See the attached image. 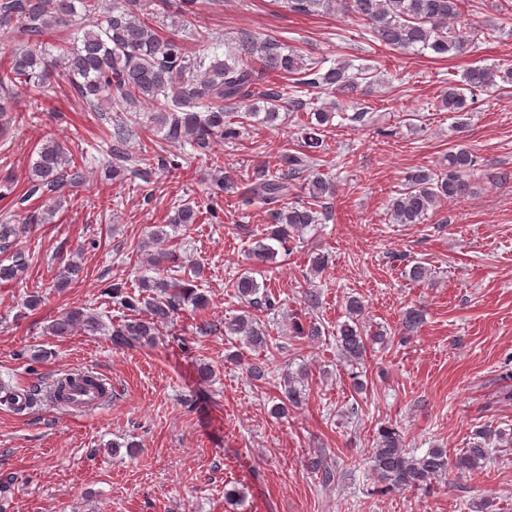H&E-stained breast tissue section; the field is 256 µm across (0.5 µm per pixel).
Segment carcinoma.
<instances>
[{
	"mask_svg": "<svg viewBox=\"0 0 512 512\" xmlns=\"http://www.w3.org/2000/svg\"><path fill=\"white\" fill-rule=\"evenodd\" d=\"M288 4L304 14L338 9L360 22L372 41L388 50L459 56L470 45L467 37L448 27V21L460 13L463 0H288ZM177 28L174 19L168 28L158 25L146 8V0H0V29L17 30L19 41L0 59V127L12 121L13 88L20 85L38 95L45 94L56 60L64 66L72 94L89 111L122 114L135 112L139 104L146 103L152 109L148 130L163 134L168 142L188 144L200 152L216 139L230 142L240 137L246 121L257 116L255 112L241 111L242 103L255 94L266 78L291 81L288 88L274 82L262 92L266 102L262 123L270 126L279 119V110L286 102L294 112L310 108L311 101L290 96V88L334 90L344 100L357 103L372 85L370 74L362 70L351 72L344 62L328 66L324 59H307L273 39L259 40L248 33L238 38L236 53L206 59L194 53ZM55 32L66 36L53 44L49 39ZM501 83L512 84L511 67H471L464 72L461 84L448 86L441 107L462 117L470 111L466 92ZM135 125L127 116L113 120L107 147L111 159L108 175L113 178L128 172L126 144L134 135ZM322 145L318 132H305L303 150L283 155L275 174L258 172L243 192V206L260 204L271 211L270 229L251 251L255 263L273 259L277 255L273 243L286 247L293 235L325 216L318 206L335 194L336 186L319 175L307 182L310 205L287 203L294 181L316 165ZM473 165L471 151L459 147L448 152V170L439 174L425 170L411 173L405 187L388 203L393 223L419 224L442 200L471 196L474 190L468 172ZM85 180L84 169L69 159L57 142L50 139L38 148L24 199L35 196L52 202V206L31 212L20 225L0 224V253L9 254V263H0V280L17 278L28 265L25 251L18 247L23 225L50 223L56 205ZM196 218L197 210L183 204L176 208L169 224H194ZM141 287L152 288L157 295L140 299L123 291V285L112 284V298L121 307L133 312L146 309L145 316L112 330V344L118 348L152 341L157 327L169 321L186 301L204 306V297L196 292L190 277L170 281L144 279ZM235 288L244 310L224 322V335L239 336L252 347H262L266 345V329L259 314L276 309L277 302L249 271L237 277ZM347 309L348 321L338 329L337 349L345 361L358 365L367 355L368 342L382 343L386 336L380 332L367 336L360 300L350 298ZM424 320L422 310H407L402 317L401 340L417 333ZM100 327L96 314L75 307L54 321L51 332L68 336L76 329L94 333ZM244 370L256 382L269 374L268 364L259 360L247 364ZM302 383L303 377L285 371V401L274 408L275 414L284 415L288 406L305 399ZM495 441L507 444L509 437L485 423L474 433L471 446L455 457L439 447L418 456L406 448L396 428L384 426L368 456L373 492L386 495L425 490L453 474L471 473ZM308 466L324 485L335 482L336 468L322 452L312 456Z\"/></svg>",
	"mask_w": 512,
	"mask_h": 512,
	"instance_id": "carcinoma-1",
	"label": "carcinoma"
}]
</instances>
